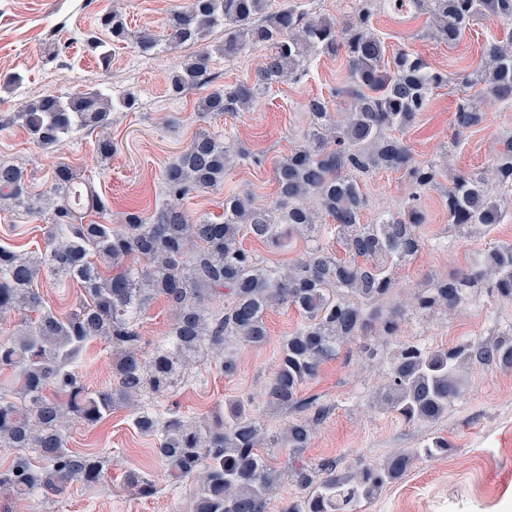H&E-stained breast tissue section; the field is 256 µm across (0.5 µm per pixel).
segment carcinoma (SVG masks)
Returning <instances> with one entry per match:
<instances>
[{"instance_id":"1","label":"carcinoma","mask_w":512,"mask_h":512,"mask_svg":"<svg viewBox=\"0 0 512 512\" xmlns=\"http://www.w3.org/2000/svg\"><path fill=\"white\" fill-rule=\"evenodd\" d=\"M343 22L310 16L291 0L268 13V0H191L169 14L165 41L172 49H198L172 71L169 91L181 95L209 82L210 52L199 46L205 33L224 27V58L244 51L260 53L254 81L214 89L201 97L204 116L248 112L270 85L299 71L317 52L344 53L348 62L349 109L336 121L321 98L307 103L311 122L304 145L293 149L275 169L277 199L267 208L252 206L249 195L224 200L218 219L190 216L179 202L195 191L224 184V176L250 154L209 131L199 132L162 173L168 201L149 217L129 211L115 228L101 221L83 222L80 193L87 183L72 168L53 171L49 189L35 193L23 167L0 161V199L32 214L50 215L41 252L19 253L0 246V318L23 313L13 335L0 338V368L15 372L12 390L0 392V447L15 450L0 471V488L16 495H38L58 503L68 487L95 486L104 480L105 457L68 448L66 425L78 419L102 422L118 407L133 409V426L155 440V451L178 482L192 478L195 512H267L270 492L283 479L298 488L281 512H358L385 486L402 478L419 460L448 454L450 444L433 437L382 463H363L339 476L330 462L293 467L284 473L258 449L270 443L300 451L309 446L313 428L326 408L300 396L346 342L372 334L395 336L406 309L381 311L377 305L392 290L390 269L415 256L423 244L426 214L411 206L374 224L361 221L366 198L360 177L375 169L405 171L420 190L439 185L441 165L419 164L407 145L389 134L412 126L427 110L433 89L448 76L406 50L386 65L384 45L369 26V0ZM428 6L438 40L455 43L470 21L486 16L512 27V0H410ZM112 41L131 40L141 52L156 40L134 35L121 14L100 18ZM88 47L103 68L111 63L108 46L91 37ZM474 85L498 101L512 104V30L489 43ZM135 105L131 92L113 98L102 90L68 97L45 94L14 113H0V129L19 120L44 147H58L83 129L103 128L118 107ZM481 120L475 101L452 113L461 135ZM512 194V142L484 172L456 175L448 185V217L465 235L478 226L499 223V205L488 184ZM331 218L345 256L321 244L324 218ZM253 238L282 248L299 235L307 256L294 266L268 265L243 248L241 229ZM135 262L129 264L127 260ZM49 274L56 282L74 281L86 303L68 314L45 305L34 283ZM484 286L512 303V242H502L448 280L413 293L415 311L453 310ZM173 308L169 334L151 353L141 351L140 319L157 298ZM217 297L226 298L221 309ZM278 306L295 308L303 323L287 336L276 371L266 385V401L296 416L282 431L267 433L250 405L235 400L211 425H197L175 412L164 414L145 399L174 390L206 353L224 355L241 343L253 347L268 340L266 316ZM103 339L112 348L114 382L105 389L83 386L77 363L86 346ZM512 368V334L465 340L448 348L417 342L404 344L387 370L377 404L408 424L438 421L462 396V372L472 366ZM126 483L138 494H153L142 474L130 472Z\"/></svg>"}]
</instances>
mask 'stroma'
<instances>
[{
  "label": "stroma",
  "mask_w": 512,
  "mask_h": 512,
  "mask_svg": "<svg viewBox=\"0 0 512 512\" xmlns=\"http://www.w3.org/2000/svg\"><path fill=\"white\" fill-rule=\"evenodd\" d=\"M188 4L189 0H0V101L6 111H18L23 102L46 93L69 96L106 88L116 96L131 92L137 98L133 109L111 115L108 133L115 146L111 158H102L97 151L99 130L85 129L62 146L45 148L17 122L0 129V160L24 167L36 192L49 188L56 165L69 164L108 200L107 221L117 227L128 211L146 216L153 212L163 198V170L198 131L209 130L237 140L256 160L235 166L221 187L194 193L184 202L186 211L193 216H220L225 197L238 193L250 194L257 207L273 204L277 193L274 169L302 140L308 125V99L324 98L336 114L346 110V61L340 55L316 56L303 73L272 84L253 111L200 117L195 107L199 90L178 97L168 90L172 70L191 55V48L173 51L162 42L169 13ZM112 11L124 15L130 30L160 37L152 54L142 55L130 42L115 44L110 68H102L85 42L101 36L100 18ZM370 23L385 46L386 57L406 49L448 77L447 85L433 91L428 109L417 122L399 133L416 161L426 162L446 151L450 162L441 172L439 188L424 192L419 200L427 215L423 246L393 269V300L398 303L407 293L452 276L492 244L512 242V196H501L498 188H490V196L501 203V224L461 235L449 221L444 195L452 176L495 162L505 141L512 139V106L464 82L465 76L480 67L487 42L499 36L501 27L496 21L470 22L452 45L435 39L428 12L411 6L399 11L388 0H376ZM205 43L210 51L209 88L253 81L255 54L226 60L220 28L210 30ZM465 97L477 101L481 121L458 136L451 118ZM360 187L367 200L363 219L368 223L402 211L411 193L404 173L386 169L364 175ZM47 227V217L0 207V245L22 252L38 250ZM300 323L295 310L271 311L266 344L232 349L237 364L233 375L218 371L215 356H202L174 393L159 398V408L207 421L223 411L226 403L241 399L250 402L255 417L268 431L280 429L289 414L268 407L264 389L277 367L283 340ZM511 325L512 304L478 288L454 311L408 315L401 335L372 339L376 356H368L362 342L345 345L300 391L302 398L317 399L327 409L309 447L298 452L265 448L262 456L281 470L328 460L335 464L337 474L346 475L360 463H380L393 453L441 436L451 445L448 455L417 461L401 479L362 503L359 512H512V369L478 366L467 371L462 397L446 416L431 424L409 425L396 413L371 405L372 395L385 383L384 369L402 343L418 341L445 348L463 338L496 337ZM87 353L80 367L84 383L95 390L108 386L112 381L109 344L95 341ZM66 433L72 450L108 458L102 483L95 487L74 484L56 505L38 497L19 500L0 489V512H193V481L169 479L164 463L154 453V441L134 429L130 410L114 409L95 426L70 422ZM130 470L145 473L155 493L143 497L127 488L124 476Z\"/></svg>",
  "instance_id": "1"
}]
</instances>
